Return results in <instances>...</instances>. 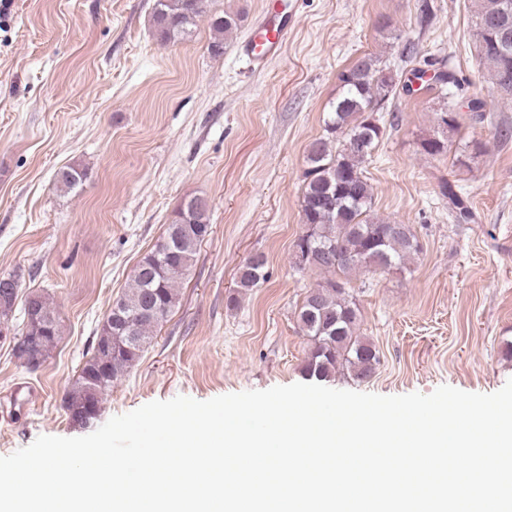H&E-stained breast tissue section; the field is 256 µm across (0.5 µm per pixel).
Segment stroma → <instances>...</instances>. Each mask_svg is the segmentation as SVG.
Masks as SVG:
<instances>
[{"label":"stroma","instance_id":"1","mask_svg":"<svg viewBox=\"0 0 512 512\" xmlns=\"http://www.w3.org/2000/svg\"><path fill=\"white\" fill-rule=\"evenodd\" d=\"M268 2L209 0L194 33L173 44L154 33L155 0H11L0 15V277L18 282L14 331L33 291L53 301L64 327L34 372L0 341V456L41 435H88L155 400L306 382L312 344L296 312L321 279L294 256L306 149L325 133L341 71L366 54L397 73L444 60L465 120L450 152L431 157L419 142L438 131L432 91L396 93L380 112L382 134L364 165L371 213L410 225L421 251L402 268L346 280L380 363L368 381L339 373L325 385L492 393L512 379V139L498 133L512 128V101L490 89L472 0H430L426 24L419 0H298L283 53L255 70L237 45ZM226 12L239 14L238 29L215 55L210 18ZM475 98L493 123L467 120ZM64 165L87 173L70 192L53 181ZM446 182L471 222L456 221ZM193 196L208 200L213 232L178 306L113 384L96 423H71L64 394L113 299ZM257 252L268 278L238 294L237 269Z\"/></svg>","mask_w":512,"mask_h":512}]
</instances>
